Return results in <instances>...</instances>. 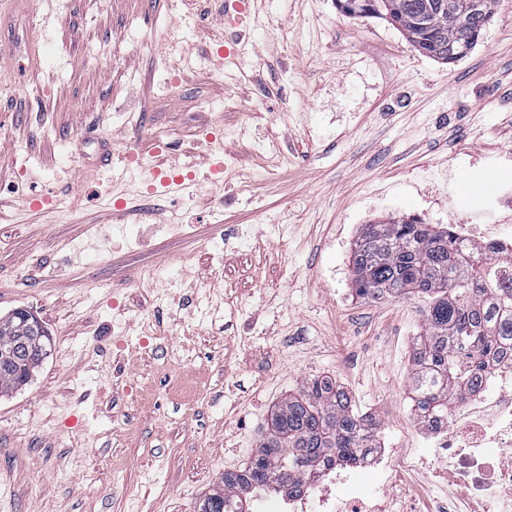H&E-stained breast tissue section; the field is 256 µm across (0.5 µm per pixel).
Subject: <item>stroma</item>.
<instances>
[{
    "instance_id": "35a3bbf8",
    "label": "stroma",
    "mask_w": 512,
    "mask_h": 512,
    "mask_svg": "<svg viewBox=\"0 0 512 512\" xmlns=\"http://www.w3.org/2000/svg\"><path fill=\"white\" fill-rule=\"evenodd\" d=\"M25 3L40 69L0 41V315L30 310L52 348L0 396V512H194L322 376L381 447L428 448L409 399L424 304L358 297L352 248L392 216L478 223L467 201L512 151V0L451 64L336 0H263L223 75L224 0ZM104 139L192 158L194 186L145 197L95 169ZM46 192L64 219L25 206Z\"/></svg>"
}]
</instances>
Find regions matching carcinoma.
<instances>
[{
    "label": "carcinoma",
    "instance_id": "1",
    "mask_svg": "<svg viewBox=\"0 0 512 512\" xmlns=\"http://www.w3.org/2000/svg\"><path fill=\"white\" fill-rule=\"evenodd\" d=\"M457 0H336L345 15L380 17L423 53L448 63L463 58L492 17L495 0L459 16L439 4ZM356 293L368 299L424 300L422 332L411 347L410 399L426 424L448 418V406L479 388L487 363L512 352V272L486 253L466 256L448 228L413 218L364 224L351 263ZM30 312L0 317V347L25 330ZM40 359L0 373V394L28 384ZM378 447L377 425L352 412L336 382L314 379L282 399L271 426L243 469L224 473L222 484L201 499L196 512H249L259 491L298 489L330 465L365 459Z\"/></svg>",
    "mask_w": 512,
    "mask_h": 512
}]
</instances>
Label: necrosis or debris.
I'll return each mask as SVG.
<instances>
[{
  "instance_id": "4bbe7bcc",
  "label": "necrosis or debris",
  "mask_w": 512,
  "mask_h": 512,
  "mask_svg": "<svg viewBox=\"0 0 512 512\" xmlns=\"http://www.w3.org/2000/svg\"><path fill=\"white\" fill-rule=\"evenodd\" d=\"M451 232L461 249L492 248L497 261L512 262V224H455ZM427 431L430 446L421 458L377 450L360 472L328 467L324 479L264 502L262 512H409V494L394 487L421 466L442 489L423 499L425 512H512V357L499 358L481 389L453 403L447 421Z\"/></svg>"
}]
</instances>
